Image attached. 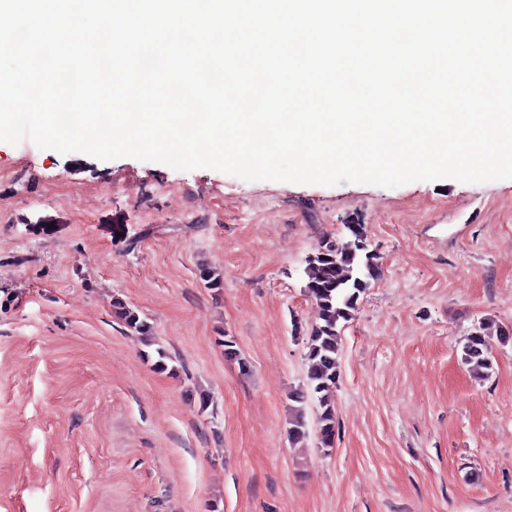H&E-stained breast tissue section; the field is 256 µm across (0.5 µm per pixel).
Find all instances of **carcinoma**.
Instances as JSON below:
<instances>
[{
  "label": "carcinoma",
  "mask_w": 512,
  "mask_h": 512,
  "mask_svg": "<svg viewBox=\"0 0 512 512\" xmlns=\"http://www.w3.org/2000/svg\"><path fill=\"white\" fill-rule=\"evenodd\" d=\"M377 255L369 250L365 225L352 224L344 240L324 239L306 260L305 290L315 301L319 323L307 340L308 371L303 388L296 390L291 400L290 435L299 442L307 435L305 407L318 403L319 430L322 444L330 449L336 435V413L330 393L338 381V356L342 324L348 322L357 309L359 297L380 276ZM115 314L125 324L152 344V326L120 300L113 302ZM509 340V332L485 320L475 327L462 346V360L472 376L483 380L491 369L492 339Z\"/></svg>",
  "instance_id": "cac0c4a2"
}]
</instances>
